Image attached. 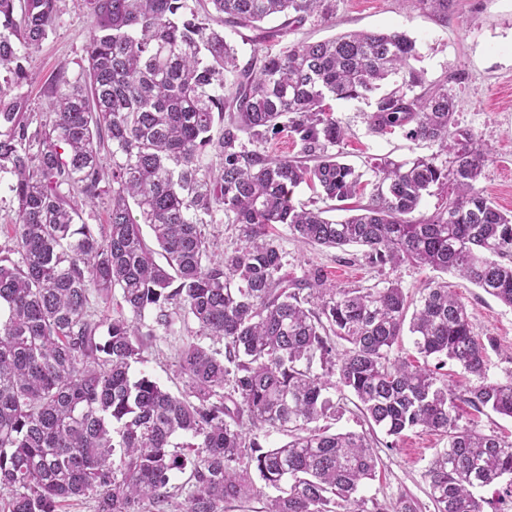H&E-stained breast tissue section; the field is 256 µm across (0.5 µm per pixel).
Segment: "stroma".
<instances>
[{
  "label": "stroma",
  "instance_id": "stroma-1",
  "mask_svg": "<svg viewBox=\"0 0 512 512\" xmlns=\"http://www.w3.org/2000/svg\"><path fill=\"white\" fill-rule=\"evenodd\" d=\"M331 21L311 17L290 26L283 42H250L235 32L226 38L234 44L241 61L279 51L281 43L320 41L350 31L400 30L416 42L413 65L429 82L447 80L457 99L455 120L470 130L490 150V160L479 183L484 195L503 211H512V0H451L447 19L421 10L416 0H334ZM55 28L29 57L32 82L16 87L27 100V114L33 125L52 118L48 85L60 70L76 76L93 19L83 0H58ZM329 106L347 131L342 144L343 159L362 174L363 190L354 205H365L375 192L376 178L370 168L373 158L387 156L397 161L428 156L435 145L407 139L403 131L386 135L373 133L368 117L372 101L333 100ZM289 274L303 278L308 270L320 268L340 288L367 287L381 281L399 284L409 295L435 273L409 263L396 267L371 266L362 248H324L295 239L287 225L275 227ZM448 282L467 305L473 332L491 339L487 375L500 380L512 373V307L502 304L468 281L449 276ZM181 335L159 336L148 341L141 360L133 364L132 377L147 375L172 394L185 388V376L178 367ZM380 459L376 479L365 482L360 494L382 503L399 499L413 501L418 512H434L427 475L437 453L448 446L440 434L419 429L405 432L395 447L377 433Z\"/></svg>",
  "mask_w": 512,
  "mask_h": 512
}]
</instances>
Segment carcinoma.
<instances>
[{
    "mask_svg": "<svg viewBox=\"0 0 512 512\" xmlns=\"http://www.w3.org/2000/svg\"><path fill=\"white\" fill-rule=\"evenodd\" d=\"M57 2L0 0V175L16 203L13 245L0 249V512H61L75 499L93 512H224L256 492L255 475L279 491L265 512H416L357 496L376 477V438L318 425L339 411L333 390L388 437H448L428 470L435 512H487L479 491L495 485L512 499V439L457 415L460 400L512 418V374L488 379L487 344L448 282L428 281L409 316L394 282L336 288L318 268L288 278L269 234L285 224L306 243L362 247L372 264L454 272L512 307V213L478 187L489 153L456 128L446 79L413 96L394 89L369 117L373 132L404 129L439 152L375 159L371 203L341 221L293 203L302 184L331 202L362 190L333 151L345 130L325 100L366 99L393 75L423 85L415 40L355 32L284 46L258 66L240 62L224 27L328 21L332 0H85L86 63L56 77L54 118L32 130L11 90L31 79ZM270 131L288 132L297 154L268 156ZM449 185L442 210L414 216ZM103 195L98 233L77 220ZM221 214L239 243L217 253L202 226ZM117 294L128 315L93 319L92 302ZM172 304L187 332L178 396L130 375L146 339L174 332ZM406 332L423 362L392 356ZM198 335L224 340V353ZM449 362L475 378L460 397L441 373ZM246 422L291 440L262 451ZM178 473L188 478L174 492Z\"/></svg>",
    "mask_w": 512,
    "mask_h": 512,
    "instance_id": "carcinoma-1",
    "label": "carcinoma"
}]
</instances>
